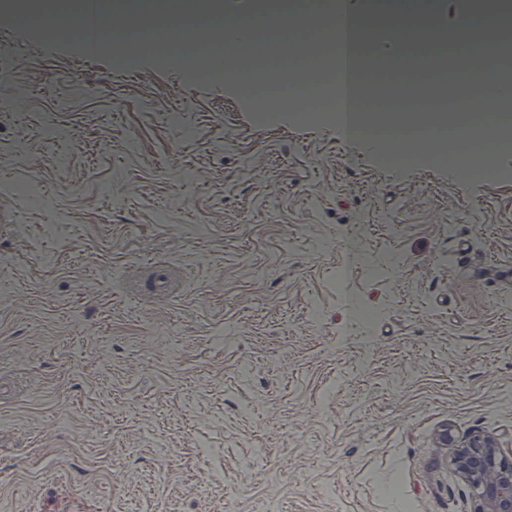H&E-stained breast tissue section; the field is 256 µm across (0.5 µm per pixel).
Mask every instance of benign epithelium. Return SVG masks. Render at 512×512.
<instances>
[{
  "label": "benign epithelium",
  "instance_id": "benign-epithelium-1",
  "mask_svg": "<svg viewBox=\"0 0 512 512\" xmlns=\"http://www.w3.org/2000/svg\"><path fill=\"white\" fill-rule=\"evenodd\" d=\"M454 463L474 487V512H512V455L475 436L456 449Z\"/></svg>",
  "mask_w": 512,
  "mask_h": 512
}]
</instances>
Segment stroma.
<instances>
[{
    "label": "stroma",
    "instance_id": "stroma-1",
    "mask_svg": "<svg viewBox=\"0 0 512 512\" xmlns=\"http://www.w3.org/2000/svg\"><path fill=\"white\" fill-rule=\"evenodd\" d=\"M118 54L0 27V512H473L439 435L512 453V152L395 167Z\"/></svg>",
    "mask_w": 512,
    "mask_h": 512
}]
</instances>
